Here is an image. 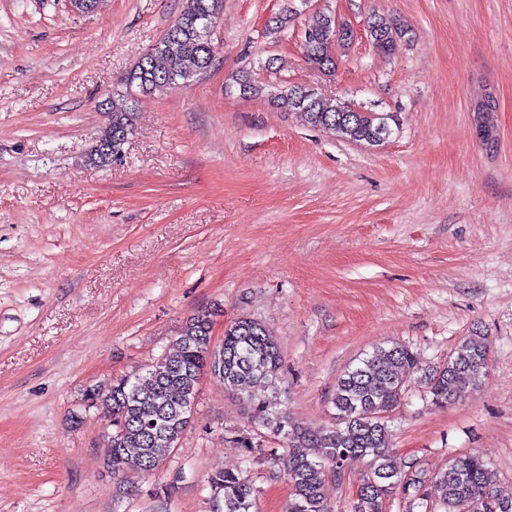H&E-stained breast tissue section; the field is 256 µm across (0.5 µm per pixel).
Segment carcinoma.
I'll use <instances>...</instances> for the list:
<instances>
[{"label":"carcinoma","instance_id":"obj_1","mask_svg":"<svg viewBox=\"0 0 512 512\" xmlns=\"http://www.w3.org/2000/svg\"><path fill=\"white\" fill-rule=\"evenodd\" d=\"M221 0H184L179 16L144 52L125 79V90L103 103L108 122L96 144L86 153L95 166H109L123 157V147L135 132L139 101L182 80L189 82L206 73L216 55L209 17H220ZM300 10L295 0H285L282 10L268 22L278 33L290 26ZM337 21L322 13L305 26L303 53L318 71H336L335 49L350 44L352 37L335 36ZM377 51L389 54L411 29L388 14H372L365 25ZM229 87L243 96L263 98L273 106L297 111L309 125L321 127L347 142L382 145L393 133L397 116L326 97L300 85L271 90L248 72L231 76ZM218 310L196 311L180 328L174 348L150 366L112 380L102 389L89 387L83 403L88 409L103 407L110 416V452L104 468L115 480L118 496L138 492L134 479L155 474L178 447L190 425L205 376L218 379L244 405L252 428H264L288 444V483L292 499L288 512H328L323 489L328 472L336 474L349 461L367 458L370 471L357 491L353 512H385L387 497L396 488L421 491L424 480L405 470L392 449L385 413L397 405L415 369V356L398 342L382 343L349 365L336 383L332 399L334 424L310 433L297 425L288 412L255 392L257 384L275 386L280 379L282 354L262 322L241 316L224 326V337L211 348L214 318ZM488 337L474 331L463 337L448 365L420 379L433 403L445 407L460 394L478 385L489 364ZM215 512H251L256 497L247 469L219 471L208 477ZM445 512H465L470 505L490 503L495 512H512V499L498 498L489 478L488 463L476 454H460L434 479Z\"/></svg>","mask_w":512,"mask_h":512}]
</instances>
